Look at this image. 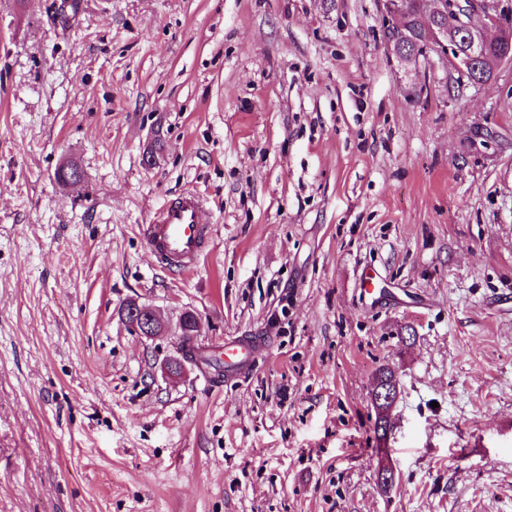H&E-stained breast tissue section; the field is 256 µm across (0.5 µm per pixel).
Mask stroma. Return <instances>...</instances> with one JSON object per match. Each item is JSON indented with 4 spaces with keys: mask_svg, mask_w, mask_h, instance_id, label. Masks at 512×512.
I'll list each match as a JSON object with an SVG mask.
<instances>
[{
    "mask_svg": "<svg viewBox=\"0 0 512 512\" xmlns=\"http://www.w3.org/2000/svg\"><path fill=\"white\" fill-rule=\"evenodd\" d=\"M59 2L0 0V512H512V60L404 76L381 0ZM188 190L183 275L142 227ZM187 311L268 347L169 378ZM128 303L125 304L126 307L124 305L123 322L130 332L139 336L152 337L164 329V323L155 309L141 306L138 302ZM394 370V375L392 382L381 381L380 379H376L373 384L371 393H370V403L377 412L379 416L378 425L386 427V435L387 436L392 429V421H391V413L399 399L400 389L397 379L396 370ZM378 425L375 422L374 433L379 437Z\"/></svg>",
    "mask_w": 512,
    "mask_h": 512,
    "instance_id": "35a3bbf8",
    "label": "stroma"
}]
</instances>
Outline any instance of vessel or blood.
Here are the masks:
<instances>
[{"label": "vessel or blood", "mask_w": 512, "mask_h": 512, "mask_svg": "<svg viewBox=\"0 0 512 512\" xmlns=\"http://www.w3.org/2000/svg\"><path fill=\"white\" fill-rule=\"evenodd\" d=\"M202 197L194 191L186 192L177 201L165 204L154 212L143 228L147 246L170 270H188L197 262L207 247L211 230L200 221ZM254 352L236 342L224 346V370L233 373L245 368Z\"/></svg>", "instance_id": "b4317fda"}]
</instances>
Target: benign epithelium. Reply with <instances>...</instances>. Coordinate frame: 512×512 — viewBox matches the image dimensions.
I'll list each match as a JSON object with an SVG mask.
<instances>
[{"mask_svg": "<svg viewBox=\"0 0 512 512\" xmlns=\"http://www.w3.org/2000/svg\"><path fill=\"white\" fill-rule=\"evenodd\" d=\"M437 5L444 6L452 14L454 24L450 28L444 26L438 30L429 29L423 53L436 54L443 64L469 79L471 84H483L484 80L478 78L481 60L479 46L473 43L470 48L462 51L456 46V40L449 39L448 34L452 29L471 34L476 32L479 34L480 42L484 44L489 43L486 36L488 31H494L497 38H502L506 30L502 24L498 0H439ZM403 13V0H382L381 22L384 32L390 33L400 29ZM476 13L482 15L483 21V25L477 29L470 22L471 16ZM123 322L130 332L144 337L155 336L164 329V323L157 311L141 306L137 302L126 305ZM200 330L201 325L197 323L191 335L181 336L179 357L164 365L169 376L180 375L188 364L202 365V359L199 357L202 348L197 343ZM399 395L400 389L396 378L390 382L376 380L370 393V403L379 416L378 425L385 427L388 432L392 429L391 413Z\"/></svg>", "mask_w": 512, "mask_h": 512, "instance_id": "1", "label": "benign epithelium"}]
</instances>
